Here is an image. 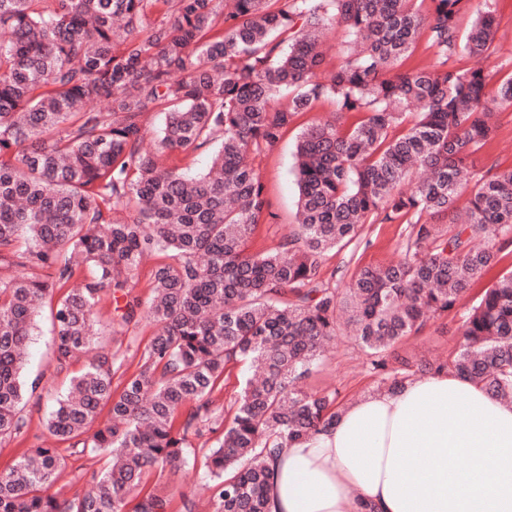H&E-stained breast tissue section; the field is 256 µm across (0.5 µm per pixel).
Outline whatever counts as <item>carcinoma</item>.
<instances>
[{"label":"carcinoma","instance_id":"1","mask_svg":"<svg viewBox=\"0 0 512 512\" xmlns=\"http://www.w3.org/2000/svg\"><path fill=\"white\" fill-rule=\"evenodd\" d=\"M469 2L0 0V441L27 428L22 370L45 302L56 371L82 363L41 442L0 471V512H170L145 480L188 448L208 449L215 512H266L267 458L339 416L338 392L301 384L341 324L379 389L412 379L397 345L457 310L496 243L512 241V169L470 167L495 132L488 102L512 106V76L491 94L482 67L455 65L498 50L494 0L464 33ZM336 27L345 47L327 71ZM422 38L435 65L403 68ZM322 100L335 115L296 144L298 222L251 253L273 218L256 160ZM153 112L166 123L149 147ZM344 113L361 118L345 126ZM174 151H209L211 165L189 175L163 164ZM395 223L400 262L358 268L343 288L323 279L326 252ZM159 254L145 303L131 282ZM106 301L120 325L155 327L132 373L118 349L81 362ZM459 335L425 370L512 401V270L475 298ZM241 363L251 377L221 410L224 375ZM104 403L111 420L93 431ZM97 454L108 462L89 487L54 489Z\"/></svg>","mask_w":512,"mask_h":512}]
</instances>
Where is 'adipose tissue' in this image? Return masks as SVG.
Returning <instances> with one entry per match:
<instances>
[{
	"label": "adipose tissue",
	"mask_w": 512,
	"mask_h": 512,
	"mask_svg": "<svg viewBox=\"0 0 512 512\" xmlns=\"http://www.w3.org/2000/svg\"><path fill=\"white\" fill-rule=\"evenodd\" d=\"M268 468L267 512H512V404L452 374L415 378L346 404Z\"/></svg>",
	"instance_id": "ef3b65f1"
}]
</instances>
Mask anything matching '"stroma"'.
I'll return each mask as SVG.
<instances>
[{"mask_svg": "<svg viewBox=\"0 0 512 512\" xmlns=\"http://www.w3.org/2000/svg\"><path fill=\"white\" fill-rule=\"evenodd\" d=\"M497 22V53L482 63L490 87L512 76V0H495ZM336 106L325 100L309 112L300 114L287 135L260 159V174L266 184L270 207L275 215L272 223L263 224L248 241L251 251L274 248L287 236L295 222L298 190L295 176V145L304 129L330 119ZM479 169L512 168V107H497L496 131L486 144L473 155ZM403 227L399 224H375L365 227L362 240L351 250L330 251L324 257L325 274H332L344 266H382L402 259ZM113 306L103 303L98 312L97 347L121 350L125 353L128 371L138 368V346L144 345L154 331L146 320L127 329L112 322ZM461 317L452 313L431 322L422 332L406 337L397 351L409 359L412 366H420L430 356L448 354L459 344L458 327ZM53 335L50 309L42 307L29 343L24 376L36 382L33 392L27 393L22 410L28 420L23 436L0 441V470L8 469L14 460L33 445L44 431L52 398L62 392L69 381L68 374L56 372L52 362ZM377 377L371 370L368 356L346 335L336 336L319 364L316 373L308 380L310 392L337 390L340 402L346 403L376 386ZM202 449L190 451L180 469L165 471L162 476H151L149 489L168 493L174 512H179L182 495L192 493L198 484L203 468Z\"/></svg>", "mask_w": 512, "mask_h": 512, "instance_id": "35a3bbf8", "label": "stroma"}]
</instances>
